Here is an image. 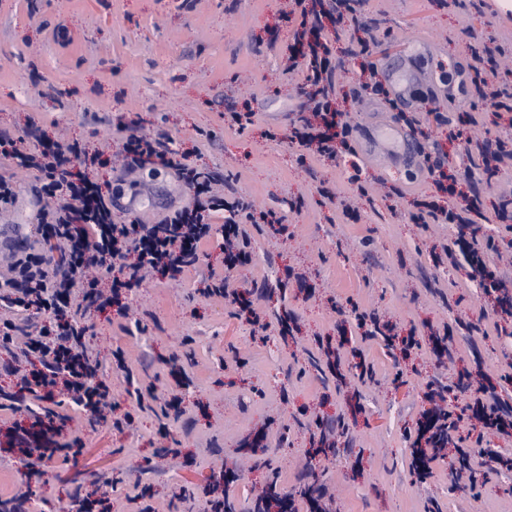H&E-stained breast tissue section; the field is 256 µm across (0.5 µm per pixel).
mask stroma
I'll return each instance as SVG.
<instances>
[{
  "label": "stroma",
  "mask_w": 512,
  "mask_h": 512,
  "mask_svg": "<svg viewBox=\"0 0 512 512\" xmlns=\"http://www.w3.org/2000/svg\"><path fill=\"white\" fill-rule=\"evenodd\" d=\"M285 0H0V130L79 142L88 152L122 153L124 123L164 132L193 166L232 175V188L288 226L264 227L251 242L253 260L232 271L241 288L267 289L268 330L236 316L223 299L201 293L210 269H222V236L213 233L195 269L180 280H145L125 300L126 318L97 314L90 345L101 357L122 348L139 386L155 385L182 400L179 420L140 414L133 426L111 422L83 429L84 447L71 463L52 464L26 480L0 460V498L29 484V512H65L75 488L108 499L111 512H136V482L149 484L155 512H179L189 491L200 505L213 468L234 471L230 497L250 512L276 468L278 481L300 494L317 458V483L331 495L329 512H512V473H488L460 488L453 459L432 464L427 483L410 473L413 432L429 403V385L483 374L485 385L512 404V318L495 317L465 261L449 263L442 247L454 224L411 219L422 195L435 193L424 169L390 136L399 126L382 98L351 96L358 59L338 77L337 107L357 125L354 162L332 163L288 140L299 117L300 73L282 59L294 26ZM378 23L372 60L381 81L397 77L409 114L470 115L474 141L511 127L498 121L460 69H473L483 45H502L512 64V0H367ZM252 112L245 129L230 112ZM358 181H351V174ZM18 185L0 213V235L24 226L38 246L39 207L32 174L0 165ZM105 196L121 194L115 221L155 222L192 199L174 175L145 167L123 173L98 168ZM480 195L496 252L489 264L512 277V230L494 212L512 198V167L457 183L449 200ZM377 313L420 346L395 356L380 338L367 339L342 309ZM450 331L452 357L437 363L430 338ZM374 367L360 381L354 352ZM319 420L336 421L334 447L315 451ZM168 437H161V427Z\"/></svg>",
  "instance_id": "35a3bbf8"
}]
</instances>
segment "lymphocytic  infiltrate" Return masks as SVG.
<instances>
[{"label": "lymphocytic infiltrate", "instance_id": "f902f5d3", "mask_svg": "<svg viewBox=\"0 0 512 512\" xmlns=\"http://www.w3.org/2000/svg\"><path fill=\"white\" fill-rule=\"evenodd\" d=\"M320 49L321 57L303 61L306 81L316 91L304 104L310 117L294 137L300 146L336 160L352 154L353 128L339 119L335 107L336 67L330 61L329 42H322ZM126 152V170L149 165L171 170L191 192L193 205L177 208L154 224L113 223L100 186L88 174L101 164L100 154L82 157L81 169L74 171L71 161L81 156L77 144L40 152L29 148L23 138L0 132V158L34 172L41 183L39 195L50 200L34 216L41 237L38 251L0 245V257L7 260V273L0 277V285L9 290L4 301L17 312L16 317L0 318V350L5 353L0 376L15 380L14 386L0 387V409L24 412L0 435V451L16 459L31 478L42 477L49 462L69 463L83 445L80 437L67 434V418L60 414V406H76L92 420L122 411V418L114 422L118 429L135 419L134 410H120L106 376V361L87 343L93 328L91 314L121 306L123 292L138 287L146 274L165 276L196 263L198 245L217 212L225 214V248L238 247L248 237L239 222L226 214L224 201L210 196L211 175L195 171L186 155L172 149L168 137L131 136ZM471 212L468 206L457 209L428 203L417 221L455 224L466 230L470 278L480 282L486 295L507 294L512 287L485 261L494 243L483 235ZM108 273L113 279L106 292L101 279ZM33 306L47 315L34 327L21 317ZM470 410L471 421L481 431L512 433V410L486 386L477 388ZM455 428L451 412L442 408L420 425L412 444L418 479H426L432 462L454 444Z\"/></svg>", "mask_w": 512, "mask_h": 512}]
</instances>
